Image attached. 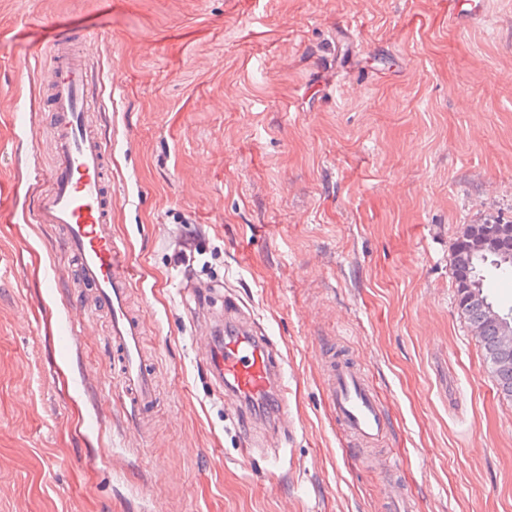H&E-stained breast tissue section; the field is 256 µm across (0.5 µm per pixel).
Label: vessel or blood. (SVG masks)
I'll list each match as a JSON object with an SVG mask.
<instances>
[{
    "instance_id": "vessel-or-blood-1",
    "label": "vessel or blood",
    "mask_w": 512,
    "mask_h": 512,
    "mask_svg": "<svg viewBox=\"0 0 512 512\" xmlns=\"http://www.w3.org/2000/svg\"><path fill=\"white\" fill-rule=\"evenodd\" d=\"M98 39L90 33L83 45L58 40L50 49V95L58 114L49 131L54 164L41 176L45 187L33 217L35 223L61 229L63 249L76 262L79 283L93 287L95 306L108 317L109 341L120 359L121 393L136 415L155 401L157 381L141 349L145 321L128 306L133 282L127 249L112 232L111 146L93 129L96 86L87 48ZM224 325V342L209 349V363L225 405L248 419V439L258 448L261 427L288 425V384L270 338L255 329L237 304L225 307ZM321 360L325 391L341 425L361 442L380 441L388 425L364 368L332 352ZM270 394L279 401L277 410L256 415L255 406Z\"/></svg>"
}]
</instances>
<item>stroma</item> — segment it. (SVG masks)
<instances>
[{
    "label": "stroma",
    "mask_w": 512,
    "mask_h": 512,
    "mask_svg": "<svg viewBox=\"0 0 512 512\" xmlns=\"http://www.w3.org/2000/svg\"><path fill=\"white\" fill-rule=\"evenodd\" d=\"M0 0V512H512V401L460 316V228L512 221V0ZM95 32L112 229L160 386L125 409L104 315L32 223L49 49ZM190 242L189 263L175 246ZM236 301L280 352L292 430L252 451L206 363ZM389 421H336L320 356ZM394 461L395 475L382 470ZM325 391L336 416L357 440L377 443L387 433L382 407L366 380L363 367L336 359V350L321 355Z\"/></svg>",
    "instance_id": "1"
}]
</instances>
